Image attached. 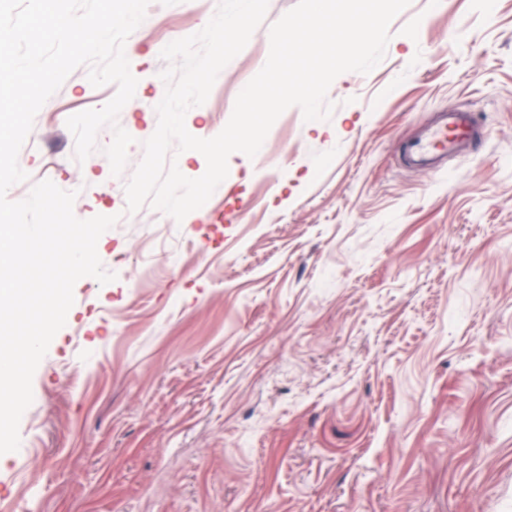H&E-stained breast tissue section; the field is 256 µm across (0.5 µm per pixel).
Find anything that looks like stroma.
<instances>
[{
    "label": "stroma",
    "instance_id": "1",
    "mask_svg": "<svg viewBox=\"0 0 512 512\" xmlns=\"http://www.w3.org/2000/svg\"><path fill=\"white\" fill-rule=\"evenodd\" d=\"M219 0H150L125 54L128 165L156 130L161 50ZM264 24L185 116L217 135L264 66ZM383 61L346 72L329 119L284 111L260 151L181 223L127 213L69 116L115 85L74 70L18 154L19 201L48 179L77 218L116 217L115 273L74 286L33 376L0 512H512V0H410ZM483 134L436 169L400 159L445 111Z\"/></svg>",
    "mask_w": 512,
    "mask_h": 512
}]
</instances>
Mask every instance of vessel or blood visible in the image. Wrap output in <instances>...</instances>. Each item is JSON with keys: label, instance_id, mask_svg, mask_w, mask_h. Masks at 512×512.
Returning a JSON list of instances; mask_svg holds the SVG:
<instances>
[{"label": "vessel or blood", "instance_id": "b4317fda", "mask_svg": "<svg viewBox=\"0 0 512 512\" xmlns=\"http://www.w3.org/2000/svg\"><path fill=\"white\" fill-rule=\"evenodd\" d=\"M480 135L473 115L468 110L458 108L432 126L425 140L410 147L419 162L425 163L437 157L452 156L460 152Z\"/></svg>", "mask_w": 512, "mask_h": 512}]
</instances>
